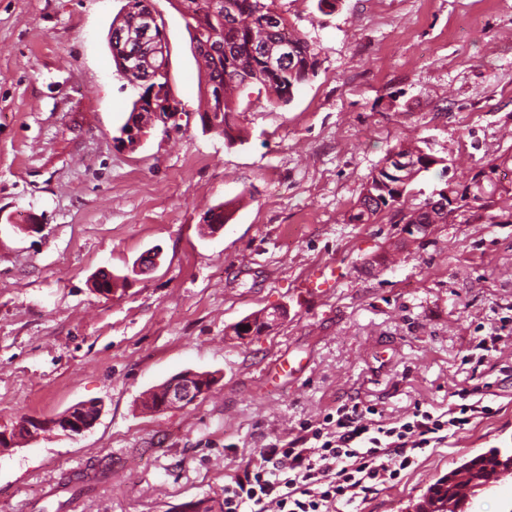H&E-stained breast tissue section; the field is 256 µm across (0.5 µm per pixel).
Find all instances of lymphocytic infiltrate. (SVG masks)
<instances>
[{"label": "lymphocytic infiltrate", "mask_w": 512, "mask_h": 512, "mask_svg": "<svg viewBox=\"0 0 512 512\" xmlns=\"http://www.w3.org/2000/svg\"><path fill=\"white\" fill-rule=\"evenodd\" d=\"M498 331L479 337L461 359L466 378L446 412L414 403L388 421L359 398L337 405L322 422L303 423L295 437L259 449L224 484V512H333L337 503L368 499L399 484L426 448L445 442L472 420L493 415V388L512 380V368L490 358Z\"/></svg>", "instance_id": "1"}]
</instances>
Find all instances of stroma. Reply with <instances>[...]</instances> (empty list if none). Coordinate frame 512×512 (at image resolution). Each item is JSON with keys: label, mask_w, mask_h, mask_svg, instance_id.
Instances as JSON below:
<instances>
[{"label": "stroma", "mask_w": 512, "mask_h": 512, "mask_svg": "<svg viewBox=\"0 0 512 512\" xmlns=\"http://www.w3.org/2000/svg\"><path fill=\"white\" fill-rule=\"evenodd\" d=\"M152 4L183 112L130 150L116 136L134 93L108 46L125 0H0V430L102 408L82 435L0 451V512H224L225 480L257 449L345 400L388 419L447 408L461 356L501 325L493 360L512 366V202L410 237L391 212L347 221L397 144L447 158L457 182L512 150V0H276L316 72L289 104L242 98L233 143L201 126L182 15ZM224 202L211 234L202 217ZM154 248L157 265L135 271ZM103 270L126 279L108 296ZM277 308L263 334L233 336ZM283 355L305 372L269 383ZM185 370L217 382L187 407L142 409ZM489 403L397 486L335 512H405L463 459L511 449L512 383Z\"/></svg>", "instance_id": "1"}]
</instances>
